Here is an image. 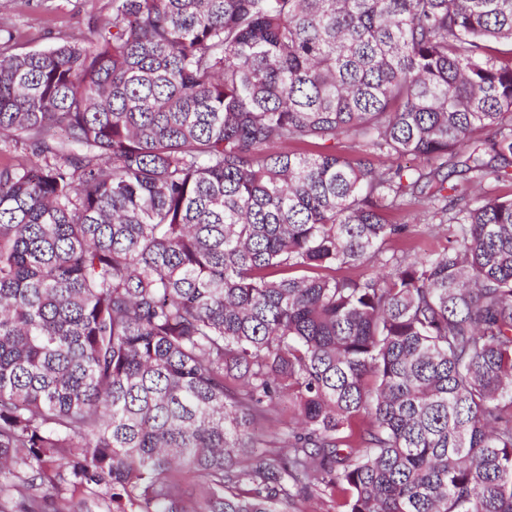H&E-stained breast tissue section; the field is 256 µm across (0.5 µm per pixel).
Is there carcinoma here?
Returning a JSON list of instances; mask_svg holds the SVG:
<instances>
[{
  "label": "carcinoma",
  "mask_w": 512,
  "mask_h": 512,
  "mask_svg": "<svg viewBox=\"0 0 512 512\" xmlns=\"http://www.w3.org/2000/svg\"><path fill=\"white\" fill-rule=\"evenodd\" d=\"M12 41L0 501L512 512V196L470 191L512 184V0H112ZM416 201L447 245L388 252Z\"/></svg>",
  "instance_id": "carcinoma-1"
}]
</instances>
